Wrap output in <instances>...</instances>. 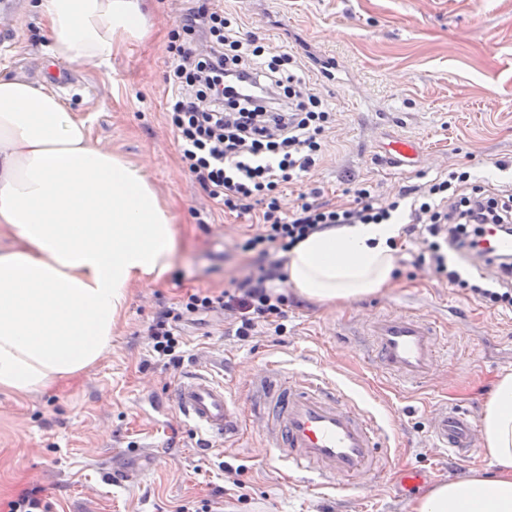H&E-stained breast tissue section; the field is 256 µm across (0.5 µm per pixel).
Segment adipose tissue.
I'll use <instances>...</instances> for the list:
<instances>
[{
    "instance_id": "adipose-tissue-1",
    "label": "adipose tissue",
    "mask_w": 512,
    "mask_h": 512,
    "mask_svg": "<svg viewBox=\"0 0 512 512\" xmlns=\"http://www.w3.org/2000/svg\"><path fill=\"white\" fill-rule=\"evenodd\" d=\"M54 58L106 64L145 32L140 0H34ZM0 388L40 391L95 364L112 346L128 291L164 280L176 227L142 168L97 146L86 120L47 87L0 75ZM397 224H346L288 253L289 283L333 302L392 280ZM493 475L435 485L410 512H512V374L482 419Z\"/></svg>"
}]
</instances>
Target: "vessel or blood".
Instances as JSON below:
<instances>
[{
	"mask_svg": "<svg viewBox=\"0 0 512 512\" xmlns=\"http://www.w3.org/2000/svg\"><path fill=\"white\" fill-rule=\"evenodd\" d=\"M21 0H0V50L14 33L9 18ZM447 326L440 318L413 308L379 311L357 328L364 360L399 388L431 379L448 355ZM249 406L241 408L223 383L203 370H190L165 400L151 401L158 413L174 409L203 431V448L237 439L246 422L260 425L272 456L324 489L390 471L395 455L384 446L376 418L361 409L335 384L308 374L289 375L266 366L249 381ZM433 447L457 461L472 458L480 446L473 415L462 407L440 406L431 418Z\"/></svg>",
	"mask_w": 512,
	"mask_h": 512,
	"instance_id": "1",
	"label": "vessel or blood"
}]
</instances>
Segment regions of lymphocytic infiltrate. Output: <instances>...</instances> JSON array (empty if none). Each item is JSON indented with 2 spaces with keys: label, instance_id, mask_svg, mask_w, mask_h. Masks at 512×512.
Masks as SVG:
<instances>
[{
  "label": "lymphocytic infiltrate",
  "instance_id": "lymphocytic-infiltrate-1",
  "mask_svg": "<svg viewBox=\"0 0 512 512\" xmlns=\"http://www.w3.org/2000/svg\"><path fill=\"white\" fill-rule=\"evenodd\" d=\"M169 50V117L184 171L229 211L261 206L262 222L258 233L237 244L256 255V266L221 295L190 294L148 323L144 334L157 361L180 366L178 328L192 316L230 312L243 340L262 323L275 334L285 332L286 298L275 290L286 279L285 253L314 232L346 224L410 223L420 230L439 278L486 306L512 309V256L494 258L483 247L487 227L512 236V201L483 199L470 172L452 170L386 204L360 187L350 206L337 208L311 190L300 192L295 209L284 212L281 188L302 182L332 122L328 105L298 77L299 61L272 53L259 38L241 37L216 0H183ZM458 254L495 265V277L472 276L455 262Z\"/></svg>",
  "mask_w": 512,
  "mask_h": 512
}]
</instances>
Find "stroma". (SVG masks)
Returning a JSON list of instances; mask_svg holds the SVG:
<instances>
[{
	"instance_id": "1",
	"label": "stroma",
	"mask_w": 512,
	"mask_h": 512,
	"mask_svg": "<svg viewBox=\"0 0 512 512\" xmlns=\"http://www.w3.org/2000/svg\"><path fill=\"white\" fill-rule=\"evenodd\" d=\"M244 35L271 51L340 57L345 73L327 79L305 68L301 76L334 110L325 146L303 186L280 196L291 211L300 189H317L320 201L347 206L359 186L380 200L421 187L462 169L512 194V0H222ZM179 0H144L149 31L123 43L110 63L82 65L80 86L62 92L87 119L103 147L145 168L176 218L174 266L157 285L134 288L119 319L111 349L75 378L32 394L0 388V512L35 487L49 512H179L209 504L212 512H409L430 486L489 468L485 453L468 465L431 447L429 416L456 404L482 416L497 380L512 373V311L486 307L465 291L417 266L419 237L395 253L393 281L384 292L346 303L300 297L289 283L287 327L275 335L258 327L240 340L230 320L209 317L183 331L185 365L205 357L213 376L240 405L247 383L265 365L303 371L335 383L376 417L399 464L421 471L427 482L405 486L398 473L347 486L315 489L288 473L247 424L235 447L199 451L191 427L176 412L153 422L143 413L179 377L155 363L142 334L161 307L188 294L217 295L254 264L236 243L258 230L257 212H224L184 172L167 114V46ZM14 44L0 71L46 85L50 44L29 8L13 21ZM416 141L414 161L386 164L392 141ZM414 303L422 312L448 316L454 358L431 382L402 392L360 357L347 327L380 309ZM159 454L149 459L144 444ZM106 458L133 473L135 482L108 481L95 466ZM230 465L233 475L224 474Z\"/></svg>"
}]
</instances>
